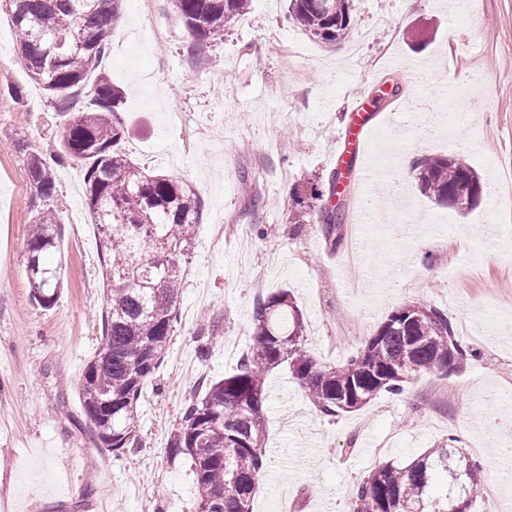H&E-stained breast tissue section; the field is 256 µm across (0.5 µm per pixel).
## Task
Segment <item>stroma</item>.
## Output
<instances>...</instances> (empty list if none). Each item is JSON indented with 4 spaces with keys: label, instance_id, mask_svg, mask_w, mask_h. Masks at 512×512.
<instances>
[{
    "label": "stroma",
    "instance_id": "obj_1",
    "mask_svg": "<svg viewBox=\"0 0 512 512\" xmlns=\"http://www.w3.org/2000/svg\"><path fill=\"white\" fill-rule=\"evenodd\" d=\"M355 0L353 40L324 45L292 23L288 0H251L223 39L196 50L168 0H124L102 67L123 96L115 118L124 152L189 185L203 217L181 284L180 322L143 390L139 448L116 456L96 444L76 384L99 346L102 253L86 208L84 168L56 169L61 295L44 309L29 296L27 228L45 203L27 156L55 158L64 119L16 59L15 30L0 11V512H198L190 464L168 440L202 384L233 373L253 344L256 289L288 291L306 324V348L337 365L411 301L480 319L476 354L428 373L401 394L327 416L290 373H267L266 457L252 512H349L353 490L376 463H410L454 442L482 462L481 485L503 491L512 471L490 463L512 431L473 453L484 421L512 418V0ZM399 96L389 97L391 85ZM369 129L366 166L389 189L361 229L372 272L349 282L354 234L337 245L319 224L294 229L309 179L327 176L355 105ZM462 156L494 194L462 215L422 196L411 163Z\"/></svg>",
    "mask_w": 512,
    "mask_h": 512
}]
</instances>
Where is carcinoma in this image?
Masks as SVG:
<instances>
[{"label":"carcinoma","mask_w":512,"mask_h":512,"mask_svg":"<svg viewBox=\"0 0 512 512\" xmlns=\"http://www.w3.org/2000/svg\"><path fill=\"white\" fill-rule=\"evenodd\" d=\"M187 38L198 49L223 36L249 7V0H169ZM122 0H5L16 31L17 55L28 77L54 97L66 117L59 161L85 169L86 201L104 254L106 310L99 347L87 361L77 391L93 425L97 445L116 455L138 447L137 404L162 363L178 323L183 262L192 247L202 202L192 189L154 174L122 151V126L112 113L122 103L101 70L109 53ZM289 14L309 39L336 44L351 37L354 0H290ZM59 38L69 43L51 50ZM419 192L441 205L471 210L483 185L458 156L426 154L413 161ZM28 176L40 198H58L54 168L40 155L28 156ZM332 171L311 185L319 209L299 210L297 225L314 220L336 244L344 221ZM60 211L37 212L26 238V277L33 300L51 307L63 286L61 267L50 263L58 250ZM254 343L236 370L202 386L187 402L168 443L173 458L184 457L196 477L198 506L211 512H251L265 457L266 374L291 372L299 388L327 416L358 411L382 393L397 395L422 373L443 372L439 360L453 348L466 357L448 314L414 301L392 312L364 347L345 363L327 366L305 350L303 314L281 290L256 301ZM112 410L104 412L99 400ZM481 466L453 448H433L405 466L385 462L357 484L351 512H452L470 500L468 481L478 490Z\"/></svg>","instance_id":"obj_1"}]
</instances>
